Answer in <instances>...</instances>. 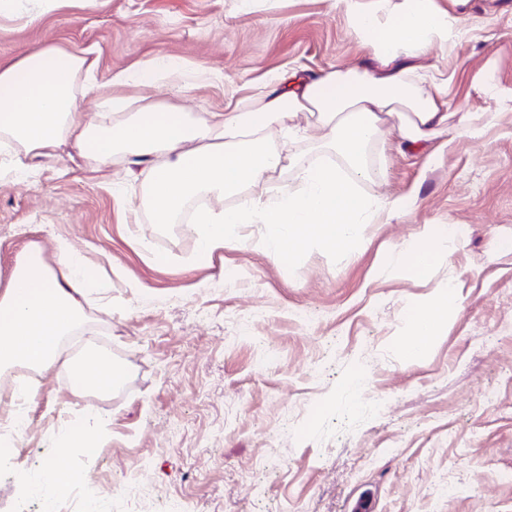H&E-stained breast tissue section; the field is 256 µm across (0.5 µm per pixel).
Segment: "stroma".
<instances>
[{
  "mask_svg": "<svg viewBox=\"0 0 512 512\" xmlns=\"http://www.w3.org/2000/svg\"><path fill=\"white\" fill-rule=\"evenodd\" d=\"M459 16L462 36L433 48L426 66L448 77L459 112L494 122L448 131L421 148L385 134L372 155L381 178L363 193L408 197V209L371 225L345 257L307 247L284 266L258 247L262 224L238 243L189 265V224H159L147 188L121 156L107 164L61 148L24 182L0 178V270L37 244L53 262L67 240L112 273L88 295L87 324L125 371L110 398L74 395L42 378L33 433L0 462V512H17L22 474L52 462L97 481L101 512H348L353 493L375 494V512H512V0H434ZM54 45L97 63L103 82L157 57L184 61L174 87L122 86L191 120L250 98L271 74L347 70L367 61L332 0H0V61ZM494 64L500 95L474 86ZM457 227L448 257L420 278L391 266L427 225ZM452 282L448 327L420 359L400 342L409 308ZM317 311L307 329L292 313ZM363 374L368 385L352 390ZM499 394L487 404L486 391ZM387 403L385 412L362 406ZM90 405L108 420L97 459L57 447L53 433ZM452 477V496L434 482Z\"/></svg>",
  "mask_w": 512,
  "mask_h": 512,
  "instance_id": "35a3bbf8",
  "label": "stroma"
}]
</instances>
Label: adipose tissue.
<instances>
[{
	"label": "adipose tissue",
	"mask_w": 512,
	"mask_h": 512,
	"mask_svg": "<svg viewBox=\"0 0 512 512\" xmlns=\"http://www.w3.org/2000/svg\"><path fill=\"white\" fill-rule=\"evenodd\" d=\"M334 4L377 71L275 73L252 108L215 112L198 126L190 125L181 109H162L147 98L133 100L119 92L130 83L152 87L173 82L184 68L180 61L160 58L112 75L103 88L112 94L115 120L102 130L76 105L75 79L86 67L85 57L48 45L0 62V145L10 151L8 175L28 180L37 161L55 158L65 144L98 162L124 155L128 172L145 179L159 223L171 222L188 198L211 200L194 224L198 264L233 243L243 224L269 227L261 248L279 263L310 245L330 252L355 249L369 225L389 223L407 206L403 197L364 198L355 191L357 182L374 175L368 150L378 144L383 127L396 130L414 147L446 132L455 118L447 79L421 74L420 62L433 47L455 46L460 28L458 17L436 9L432 0ZM298 112L315 116L323 148L341 156L342 165L297 164V189L221 208V201L239 188L266 182L282 168L286 157L270 145L269 135L276 128L284 140L303 137L304 129L285 123ZM493 119L483 113L458 121L460 129L469 130ZM422 236L423 245L393 251L390 259L424 277L447 256L448 236L430 227ZM111 285L66 243L58 244L51 267L39 249L24 254L0 274V371L17 366L40 374L51 371L71 386L111 393L124 379L121 367L91 352L80 359L63 354L66 338L85 321L88 292ZM451 293L449 285H438L431 301L409 310V331L401 342L406 357L425 355L443 331Z\"/></svg>",
	"instance_id": "1"
}]
</instances>
